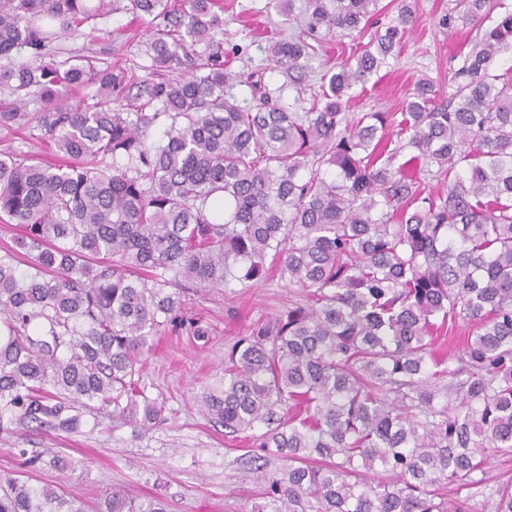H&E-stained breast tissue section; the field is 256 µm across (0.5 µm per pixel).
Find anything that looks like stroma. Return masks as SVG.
<instances>
[{
    "label": "stroma",
    "instance_id": "35a3bbf8",
    "mask_svg": "<svg viewBox=\"0 0 512 512\" xmlns=\"http://www.w3.org/2000/svg\"><path fill=\"white\" fill-rule=\"evenodd\" d=\"M416 23L405 34L397 60L382 68L357 92L345 110L400 112L418 81H431L440 93H452L448 79L462 64L463 43L479 38L481 27L455 18V0H411ZM291 35L289 24L272 0H224V27L214 34L224 46L229 70L240 80L232 87L241 104L251 91L245 79L260 81L272 99L303 111L317 92L326 67L353 59L372 29L329 42L312 72L293 81L270 64L265 53L272 30ZM146 26L117 13L97 32L77 33L61 41L63 51L95 55L107 61L142 69L148 60L140 52ZM189 313L212 329L208 342L166 334L155 338L154 352L141 374L145 393L163 403L164 417L146 426L119 419H88L75 433L32 430L9 425L0 430V474L16 473L24 456L51 448L65 457L64 471L34 470L39 483L62 487L68 496L95 506L122 488L130 497L163 498L168 512H250L255 480L240 462L246 447L225 435L224 428L201 410V401L224 377V353L258 321L274 318L296 300L297 289L279 281H264L240 290L188 289ZM475 484L447 486L446 496L465 500L469 512H495L498 492L512 483V453L488 458Z\"/></svg>",
    "mask_w": 512,
    "mask_h": 512
}]
</instances>
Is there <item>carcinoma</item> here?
Listing matches in <instances>:
<instances>
[{
    "label": "carcinoma",
    "mask_w": 512,
    "mask_h": 512,
    "mask_svg": "<svg viewBox=\"0 0 512 512\" xmlns=\"http://www.w3.org/2000/svg\"><path fill=\"white\" fill-rule=\"evenodd\" d=\"M454 11L492 24L452 94L420 81L395 120L344 107L395 58L408 4L292 112L256 81L248 106L226 91L224 0H0V128L39 129L58 157L0 151V222L22 229L0 250V423L155 422L162 406L137 388L154 336H210L180 289L276 278L300 298L233 343L203 400L265 452L243 457L252 512H467L443 485L512 451V83L489 73L512 46V11ZM119 12L149 19L151 76L57 58L55 42ZM377 13L378 0H305V28L270 38L268 59L301 73L327 37ZM422 172L448 189L424 194ZM460 321L472 329L459 356L437 355L433 335ZM5 482L0 512H87L57 486ZM105 504L167 512L119 490Z\"/></svg>",
    "instance_id": "carcinoma-1"
}]
</instances>
